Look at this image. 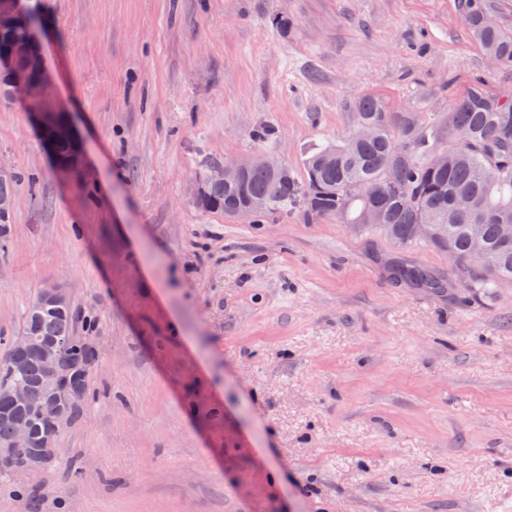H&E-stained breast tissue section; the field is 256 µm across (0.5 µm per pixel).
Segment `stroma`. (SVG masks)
<instances>
[{
	"instance_id": "obj_1",
	"label": "stroma",
	"mask_w": 512,
	"mask_h": 512,
	"mask_svg": "<svg viewBox=\"0 0 512 512\" xmlns=\"http://www.w3.org/2000/svg\"><path fill=\"white\" fill-rule=\"evenodd\" d=\"M28 5L52 25L38 97L0 100V166L21 175L0 334L56 284L99 353L81 421L27 481L40 512H512V288L398 283L394 262L445 276L447 253L192 200L209 163L302 173L359 95L429 122L474 80L512 92L458 0ZM39 107L74 121L72 169Z\"/></svg>"
}]
</instances>
